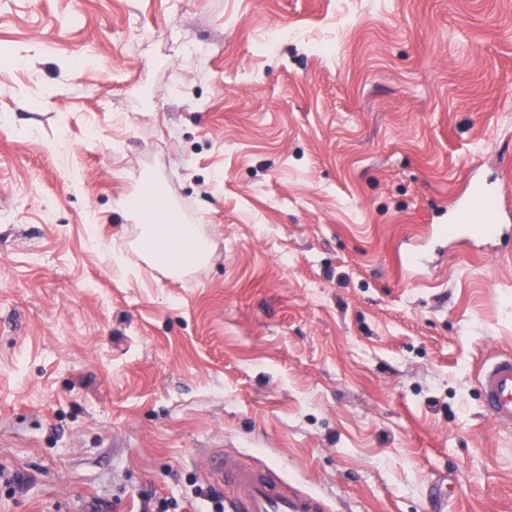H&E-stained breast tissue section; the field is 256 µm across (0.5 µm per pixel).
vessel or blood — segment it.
Returning <instances> with one entry per match:
<instances>
[{
    "label": "vessel or blood",
    "instance_id": "1",
    "mask_svg": "<svg viewBox=\"0 0 512 512\" xmlns=\"http://www.w3.org/2000/svg\"><path fill=\"white\" fill-rule=\"evenodd\" d=\"M489 197V190L480 186L458 205L457 215L466 218L465 223L455 227L460 237H470L476 223L492 231L504 224V216L490 203ZM478 381L492 422L499 429L511 431L512 353L488 358L478 373ZM209 465L232 491L230 512H330L327 501L317 494L300 489L283 490L279 474L271 468L242 467L220 453L211 455Z\"/></svg>",
    "mask_w": 512,
    "mask_h": 512
}]
</instances>
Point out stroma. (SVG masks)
<instances>
[{"instance_id": "stroma-1", "label": "stroma", "mask_w": 512, "mask_h": 512, "mask_svg": "<svg viewBox=\"0 0 512 512\" xmlns=\"http://www.w3.org/2000/svg\"><path fill=\"white\" fill-rule=\"evenodd\" d=\"M207 47L186 55L188 42ZM213 250L145 263V179ZM512 0H0V512H512ZM491 193L488 189L479 186L464 201H462L455 213L449 218L448 224H454L456 233L462 238H469L473 234L472 225L455 224L461 215L465 216L471 223L470 218L475 224H485L489 231H498L503 225L507 224L498 208L489 202ZM487 414L501 430H512V353L488 358L478 373ZM209 465L232 491L231 512H330L327 501L317 494L284 491L279 474L269 467L238 466L222 453L211 455Z\"/></svg>"}]
</instances>
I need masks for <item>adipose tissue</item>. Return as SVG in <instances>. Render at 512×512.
Here are the masks:
<instances>
[{"label": "adipose tissue", "mask_w": 512, "mask_h": 512, "mask_svg": "<svg viewBox=\"0 0 512 512\" xmlns=\"http://www.w3.org/2000/svg\"><path fill=\"white\" fill-rule=\"evenodd\" d=\"M158 197L157 188L149 185L143 188L137 200L141 249L172 269L183 267V257L188 252L196 260H203L209 252L207 240L202 239L195 225L179 223L172 213L159 207Z\"/></svg>", "instance_id": "obj_1"}]
</instances>
